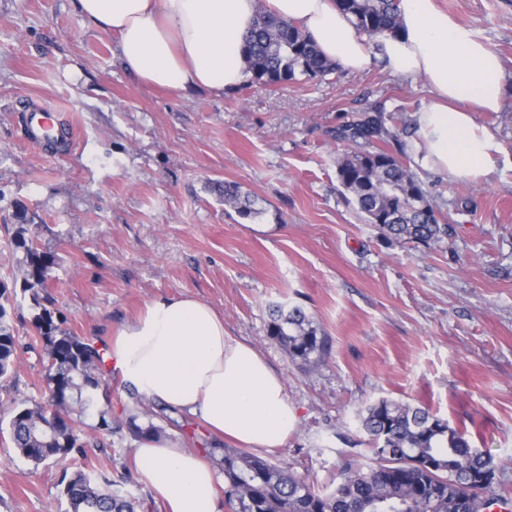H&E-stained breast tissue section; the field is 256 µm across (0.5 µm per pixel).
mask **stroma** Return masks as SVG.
I'll list each match as a JSON object with an SVG mask.
<instances>
[{
	"label": "stroma",
	"mask_w": 512,
	"mask_h": 512,
	"mask_svg": "<svg viewBox=\"0 0 512 512\" xmlns=\"http://www.w3.org/2000/svg\"><path fill=\"white\" fill-rule=\"evenodd\" d=\"M500 57L509 90L477 124L494 138L492 171L474 180L421 169L452 234L425 248L387 240L348 204L336 179L346 149L333 130L375 104L408 124L432 100L425 80L380 65L275 88L176 94L126 72L113 35L70 0H0V285L22 344L0 413L40 402L46 368L32 345L33 297L50 299L74 335L107 349L159 297L193 296L224 319L281 376L298 422L263 450L315 487L332 488L349 458L373 455L359 425L369 404L423 406L487 453L512 500V0H434ZM51 105L76 132L59 154L23 138L24 101ZM264 213L242 218L221 185ZM26 228L55 255L44 288H27ZM303 306L328 345L310 365L270 336L274 305ZM111 431L78 418L83 455L34 465L0 431V512H66L63 474L102 470L138 512H167L135 466L130 423L217 463L194 417L147 408L106 372Z\"/></svg>",
	"instance_id": "1"
}]
</instances>
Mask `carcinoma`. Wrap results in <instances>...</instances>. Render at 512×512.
<instances>
[{
  "label": "carcinoma",
  "instance_id": "1",
  "mask_svg": "<svg viewBox=\"0 0 512 512\" xmlns=\"http://www.w3.org/2000/svg\"><path fill=\"white\" fill-rule=\"evenodd\" d=\"M361 33L375 38L399 28V0H335ZM242 56L247 86L274 87L324 79L339 63L328 59L298 27L258 10L244 35ZM334 138L350 148L336 157V179L348 202L388 240L431 247L451 235L447 217L418 176L411 145L402 140L395 117L381 105L351 114ZM224 202L239 215L261 214L255 201L238 187L224 185ZM15 246L24 249L23 278L42 288L55 265L54 255L39 250L20 230ZM33 326L47 359L44 401L32 407L14 403L8 427L19 452L41 464L82 450L71 415L98 414V430L112 429L108 401L101 389L100 352L63 327L57 309L34 300ZM269 334L303 363L322 354L326 338L303 307L275 306ZM19 357V336L0 304V382L7 380ZM360 425L372 444L375 465L365 469L356 459L342 463L335 487L316 488L291 469L240 448L221 449L225 494L234 512H486L505 501L496 491L491 456L473 448L465 433L424 407L381 399L368 405ZM68 512H134L133 503L112 490V480L78 471L63 480Z\"/></svg>",
  "mask_w": 512,
  "mask_h": 512
}]
</instances>
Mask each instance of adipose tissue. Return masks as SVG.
Segmentation results:
<instances>
[{
    "label": "adipose tissue",
    "mask_w": 512,
    "mask_h": 512,
    "mask_svg": "<svg viewBox=\"0 0 512 512\" xmlns=\"http://www.w3.org/2000/svg\"><path fill=\"white\" fill-rule=\"evenodd\" d=\"M94 28L115 34L121 66L152 87L221 92L245 78L242 39L258 8L310 34L321 51L363 69L379 60L398 77H424L434 99L416 115L422 162L476 178L493 166L492 136L475 111H500V57L433 0H399L396 34L368 40L334 0H72ZM112 369L146 400L197 417L212 433L250 448L282 447L296 424L281 378L223 319L191 297L147 304L110 344ZM138 473L169 512H215L214 466L160 436L135 450Z\"/></svg>",
    "instance_id": "ef3b65f1"
}]
</instances>
